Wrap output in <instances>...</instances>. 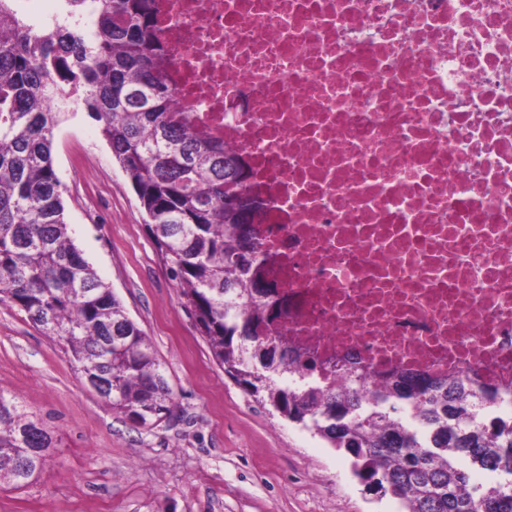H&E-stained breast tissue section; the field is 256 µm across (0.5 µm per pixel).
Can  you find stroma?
<instances>
[{"label": "stroma", "instance_id": "35a3bbf8", "mask_svg": "<svg viewBox=\"0 0 512 512\" xmlns=\"http://www.w3.org/2000/svg\"><path fill=\"white\" fill-rule=\"evenodd\" d=\"M53 157L69 234L149 336L173 389V419L141 427L112 411L57 339L0 303V393L59 439L30 484L0 487V512H399L365 492L344 452L216 364L97 123L82 113L61 123Z\"/></svg>", "mask_w": 512, "mask_h": 512}]
</instances>
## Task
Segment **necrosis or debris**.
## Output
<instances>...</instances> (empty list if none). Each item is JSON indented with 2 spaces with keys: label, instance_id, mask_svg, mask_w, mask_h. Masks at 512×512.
<instances>
[{
  "label": "necrosis or debris",
  "instance_id": "necrosis-or-debris-1",
  "mask_svg": "<svg viewBox=\"0 0 512 512\" xmlns=\"http://www.w3.org/2000/svg\"><path fill=\"white\" fill-rule=\"evenodd\" d=\"M193 133L249 168L271 333L331 382L512 386V0H155Z\"/></svg>",
  "mask_w": 512,
  "mask_h": 512
}]
</instances>
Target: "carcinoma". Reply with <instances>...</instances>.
<instances>
[{"mask_svg": "<svg viewBox=\"0 0 512 512\" xmlns=\"http://www.w3.org/2000/svg\"><path fill=\"white\" fill-rule=\"evenodd\" d=\"M46 29L0 0V302L25 312L72 356L90 388L139 426L172 417L173 391L145 333L74 245L52 156L68 99L95 121L137 195L145 224L214 361L282 418L351 457L352 472L401 512H512V483L470 485L460 465L512 478V419H489L498 388L392 373L328 387L318 361L269 334L277 303L256 294L255 228L241 234L250 173L212 137L189 132L154 0H62ZM55 431L0 393V486L40 474Z\"/></svg>", "mask_w": 512, "mask_h": 512, "instance_id": "cac0c4a2", "label": "carcinoma"}]
</instances>
